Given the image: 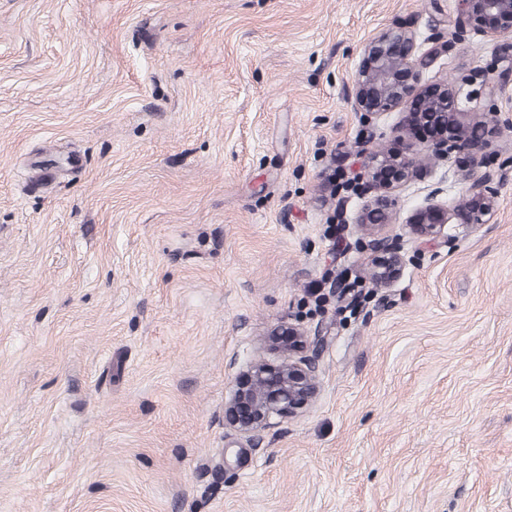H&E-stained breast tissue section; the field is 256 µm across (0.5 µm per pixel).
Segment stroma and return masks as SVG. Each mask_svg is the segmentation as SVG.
<instances>
[{
    "instance_id": "stroma-1",
    "label": "stroma",
    "mask_w": 512,
    "mask_h": 512,
    "mask_svg": "<svg viewBox=\"0 0 512 512\" xmlns=\"http://www.w3.org/2000/svg\"><path fill=\"white\" fill-rule=\"evenodd\" d=\"M455 0H0V512H512V83L468 107L497 206L370 280L345 191L398 114L355 110L365 43L403 25L428 88L512 69L449 40ZM346 289L332 292V284ZM323 328L317 399L224 425L275 328Z\"/></svg>"
}]
</instances>
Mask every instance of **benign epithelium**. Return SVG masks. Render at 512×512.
I'll use <instances>...</instances> for the list:
<instances>
[{
	"label": "benign epithelium",
	"instance_id": "1",
	"mask_svg": "<svg viewBox=\"0 0 512 512\" xmlns=\"http://www.w3.org/2000/svg\"><path fill=\"white\" fill-rule=\"evenodd\" d=\"M511 21L512 0H458L451 36L464 37L473 31L508 38L512 36ZM436 54L433 47L423 48L413 31L388 28L364 45L350 89L354 108L367 115H379L421 98L418 111L404 113L394 126V132L402 137L418 121L431 120L440 126L435 139L427 144L409 142L405 152L393 157L370 155L354 178L360 194L367 198L357 226L372 236L366 246L374 254L372 282L377 288H386L399 278L403 257L392 240L373 232V228L390 223L389 194L412 178L422 160L465 152L471 158V169L465 176L467 187L462 200L442 202L435 189L408 217L407 224L418 238H444L451 224H482L496 207L494 174L482 171L483 149L495 125L486 114L466 112L460 107L459 87L443 82L424 96L417 93L420 67ZM507 78L505 72L477 71L465 82L477 83L486 97L495 98L503 91ZM268 342L286 358L278 365L261 360L247 363L224 401V426L248 438L275 427L318 395L317 357L327 337L290 327L269 336Z\"/></svg>",
	"mask_w": 512,
	"mask_h": 512
}]
</instances>
